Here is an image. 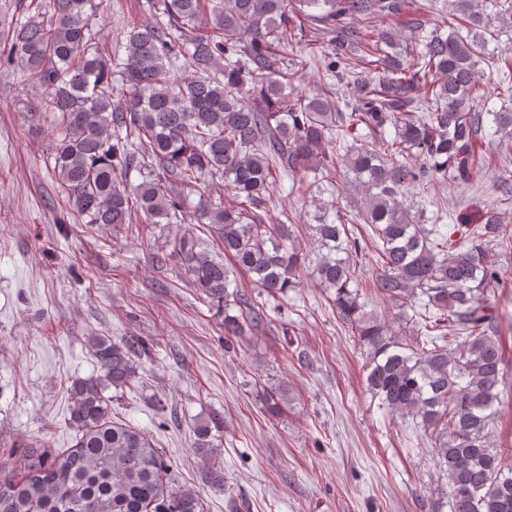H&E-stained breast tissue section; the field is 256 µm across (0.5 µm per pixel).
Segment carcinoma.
<instances>
[{"label": "carcinoma", "instance_id": "obj_1", "mask_svg": "<svg viewBox=\"0 0 512 512\" xmlns=\"http://www.w3.org/2000/svg\"><path fill=\"white\" fill-rule=\"evenodd\" d=\"M148 2L152 19L127 30L116 74L112 47L96 42L90 27L101 0H18L24 20L8 25L0 43V67L43 89L37 108L60 132L49 161L74 213L86 224H131L140 214L146 224H176L185 193L197 192L194 220L209 226L224 257L190 227L155 246L159 256L171 250L194 287L224 308L229 347L266 318L264 307L228 292L230 273L252 275V286L274 297L295 286L304 264L289 245L290 225L266 224L257 213L280 174L304 195L305 174L331 181L345 166L362 189L360 204L313 226L327 250L313 272L366 351L367 388L429 430L450 512H512V449L490 442L499 407L512 401L490 295L512 276V256L489 260L512 238V224L488 207L483 223L444 235L404 202L412 186L475 182L486 124L512 139V107L485 108L478 74L485 33L512 20V0H496L493 17L476 0H453L449 15L459 28L447 34L440 26L425 32L406 0ZM308 8L322 10L309 18L325 24L328 63L320 90L294 97L291 73L277 62L293 55L295 17ZM377 17L409 29V42L402 47V31L368 24ZM182 56L191 74L169 78ZM337 133L352 138L340 159L328 151ZM350 224L368 225L382 243V296L401 306L417 300L428 312L430 348L362 312V246ZM89 347L103 377L69 389L76 443L63 453L42 445L24 456L20 472L1 471L0 512H202L195 489H168L163 455L143 432L112 419L103 395L107 385L133 384L147 344L96 336ZM262 402L282 414V392H265ZM223 447L224 415L212 411L193 428L205 486L224 487Z\"/></svg>", "mask_w": 512, "mask_h": 512}]
</instances>
